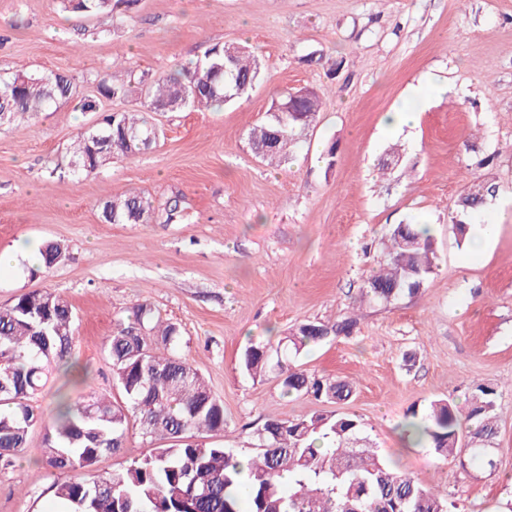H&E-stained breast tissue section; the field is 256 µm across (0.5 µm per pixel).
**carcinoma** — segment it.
Here are the masks:
<instances>
[{"instance_id":"cac0c4a2","label":"carcinoma","mask_w":512,"mask_h":512,"mask_svg":"<svg viewBox=\"0 0 512 512\" xmlns=\"http://www.w3.org/2000/svg\"><path fill=\"white\" fill-rule=\"evenodd\" d=\"M116 0H64V9L114 17ZM261 78V62L246 46L215 44L193 66L159 75L147 83L151 112L185 107L220 108L248 95ZM97 95L79 100V109L97 114L93 130L105 137L91 149L89 131L68 148L76 178L87 177L115 154L133 156L146 149L141 140L158 138L143 111L107 112L102 101L127 96V85L114 72L101 76ZM76 89L60 73L0 74V129L47 112L74 99ZM320 97L299 101L295 112L280 119L266 115L247 134L251 151L271 164H281L288 149L320 112ZM493 193L488 184H473L460 200V212L477 210ZM104 217L113 224H147L158 217L172 223L185 219L178 203L157 205L136 193L112 197ZM437 254L429 230L397 225L385 245V267L370 275L361 298L391 303L414 295L434 272ZM73 313L61 296L30 292L0 307V465L8 466L26 447L30 430L43 429L48 469L63 478L53 482L61 512H449L448 501L414 478L396 473L364 435L354 414L314 413L284 421H267L251 433L254 453L248 468L240 453L198 439L224 431V404L200 373L174 353L178 329L155 321L152 307L137 304L128 321H118L107 345L113 379L124 401L104 396L70 402L61 399L45 421L30 403L48 379L53 363L70 354ZM357 320L304 323L280 340L276 349L252 345L243 367L254 378L282 377L285 393L305 392L318 401H346L352 387L345 382L310 377L290 367L306 346L329 336H350ZM496 391L476 387L467 413L445 399L410 411L405 426L409 443L429 446L445 459L468 455L495 466L491 443L497 434ZM142 437L167 441L164 448L129 461L110 475H94L90 467L105 453L123 445L130 422Z\"/></svg>"}]
</instances>
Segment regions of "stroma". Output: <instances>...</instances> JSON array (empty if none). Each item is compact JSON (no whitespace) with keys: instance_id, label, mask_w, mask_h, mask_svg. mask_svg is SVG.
Wrapping results in <instances>:
<instances>
[{"instance_id":"35a3bbf8","label":"stroma","mask_w":512,"mask_h":512,"mask_svg":"<svg viewBox=\"0 0 512 512\" xmlns=\"http://www.w3.org/2000/svg\"><path fill=\"white\" fill-rule=\"evenodd\" d=\"M118 13L104 28L60 0H0V72L63 73L85 96L115 68L129 92L108 102L114 111L141 108L144 83L215 44L250 45L263 75L222 110L156 113L161 134L147 151L81 180L67 148L95 114L68 102L0 132V252L64 249L48 270L24 257L0 268V306L50 291L74 312L72 351L33 399L40 415L62 392L121 399L106 344L147 303L178 328L177 355L224 404L211 443L242 450L265 421L349 413L450 512L512 502V0H125ZM430 76L446 93L414 96ZM304 86L322 99L317 120L287 163L269 168L246 134L280 93ZM402 106L419 112L417 125L389 129L386 113ZM475 181L495 188L468 218L474 237L497 225L479 254L450 224ZM125 190L178 200L188 219L105 222L103 204ZM400 224L429 228L438 266L418 294L360 304ZM350 314L351 336L294 361L352 382L350 400L288 395L279 378L245 373L247 346ZM480 384L497 391L496 469L405 444L399 426L412 407L446 398L467 408ZM53 480L37 427L0 471V512H54Z\"/></svg>"}]
</instances>
